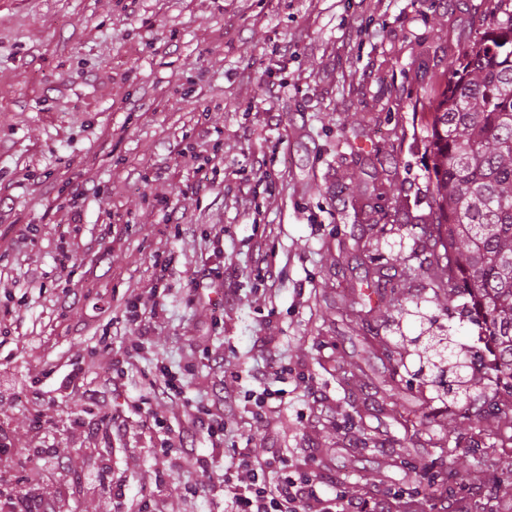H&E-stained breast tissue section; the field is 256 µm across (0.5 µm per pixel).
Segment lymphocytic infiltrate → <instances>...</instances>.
I'll return each instance as SVG.
<instances>
[{"label":"lymphocytic infiltrate","mask_w":512,"mask_h":512,"mask_svg":"<svg viewBox=\"0 0 512 512\" xmlns=\"http://www.w3.org/2000/svg\"><path fill=\"white\" fill-rule=\"evenodd\" d=\"M139 289L125 291L121 320L138 333L122 353L112 360V378L120 380L141 358L148 343L143 331L148 317H160L163 304L143 307ZM254 347L264 356L265 364L251 373L259 390L244 393L253 407V418H262L269 401L282 397L277 385L288 369L274 351L271 340L255 337ZM233 406L227 402L199 407L187 416L183 432L205 433L212 448L210 455L201 456L187 444L178 441L161 451L163 475L185 470L213 473L208 483L186 481L185 495L202 498H223L224 512H390L382 499H359L332 495L330 487L317 471L295 470L287 455L257 454L250 445L225 448L226 412ZM60 461L53 448H15L9 438L8 421L0 422V512H56L55 507L39 492V482L47 471L59 468Z\"/></svg>","instance_id":"lymphocytic-infiltrate-1"}]
</instances>
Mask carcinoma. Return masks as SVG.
Masks as SVG:
<instances>
[{
    "label": "carcinoma",
    "mask_w": 512,
    "mask_h": 512,
    "mask_svg": "<svg viewBox=\"0 0 512 512\" xmlns=\"http://www.w3.org/2000/svg\"><path fill=\"white\" fill-rule=\"evenodd\" d=\"M433 223L446 260L434 293L467 298L484 325L494 367L512 380V5L497 0L429 102ZM424 367L455 396L479 402L478 417L512 425V400L483 386L482 362L448 337L426 336Z\"/></svg>",
    "instance_id": "cac0c4a2"
}]
</instances>
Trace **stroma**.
Returning a JSON list of instances; mask_svg holds the SVG:
<instances>
[{
	"instance_id": "stroma-1",
	"label": "stroma",
	"mask_w": 512,
	"mask_h": 512,
	"mask_svg": "<svg viewBox=\"0 0 512 512\" xmlns=\"http://www.w3.org/2000/svg\"><path fill=\"white\" fill-rule=\"evenodd\" d=\"M489 0H0V312L16 316L0 365L50 393L55 427L34 429L32 405L0 403L13 443L57 448L66 467L40 485L63 512H106L98 493L70 490L68 476L105 462L129 497L155 489L158 450L177 437L190 406L252 388L223 362L261 368L253 339L268 336L288 367L282 403L254 420L227 416L229 441L250 434L257 452L289 449L294 465H318L347 495L418 500L439 512V493L465 512H494L512 428L488 439L452 398L419 374V333L484 351L477 325L431 283L443 249L430 234L428 103L446 84ZM205 134L223 152L204 195L181 150ZM277 153L271 188L253 190L249 162ZM86 188L82 221L63 204L72 181ZM263 225L287 261L277 296L257 276L250 234ZM223 229L215 253L203 238ZM79 254L55 269L60 237ZM179 257L161 274L156 254ZM393 263L399 302L361 286L371 258ZM207 280L192 300L193 280ZM163 285V318L150 326L145 361L119 385L107 376L132 337L112 314L126 288ZM363 289L367 310L346 315ZM111 351L98 348L101 334ZM96 353L87 382L122 430L108 438L69 427L76 397L43 375L46 364ZM195 373L177 406L150 403L164 427L129 409L156 363ZM481 445L478 465L469 448ZM454 466L444 491L436 477ZM189 471L160 489L146 512H217L180 493Z\"/></svg>"
}]
</instances>
